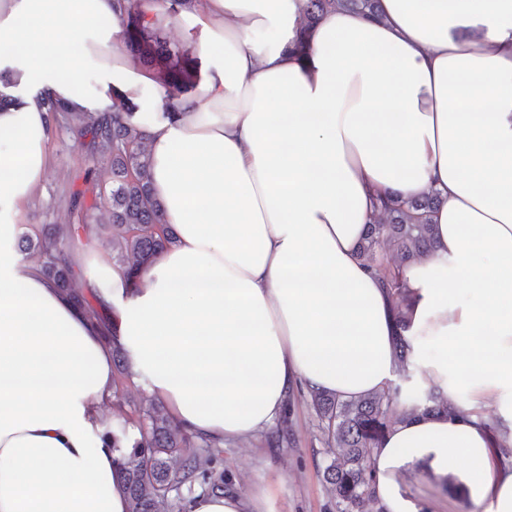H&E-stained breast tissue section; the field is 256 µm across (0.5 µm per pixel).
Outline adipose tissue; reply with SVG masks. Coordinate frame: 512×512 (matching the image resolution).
Wrapping results in <instances>:
<instances>
[{"label":"adipose tissue","instance_id":"adipose-tissue-1","mask_svg":"<svg viewBox=\"0 0 512 512\" xmlns=\"http://www.w3.org/2000/svg\"><path fill=\"white\" fill-rule=\"evenodd\" d=\"M305 4L193 0L175 16L144 0L152 25L195 31L206 60L169 114L123 50L113 0H0V65L26 89L0 108V512H128L100 413L113 344L181 427L222 446L271 427L295 388L381 391L402 334L416 375L459 411L407 417L373 449L379 507L423 512L404 484L420 469L512 512V0L339 6L303 55ZM116 94L137 106L175 240L138 281L96 261L86 285L112 341L14 237L50 163L43 98L94 112ZM429 193L436 245L404 270L400 304L359 247L378 196ZM187 512L266 500L217 492Z\"/></svg>","mask_w":512,"mask_h":512}]
</instances>
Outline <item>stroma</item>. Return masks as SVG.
<instances>
[{
	"mask_svg": "<svg viewBox=\"0 0 512 512\" xmlns=\"http://www.w3.org/2000/svg\"><path fill=\"white\" fill-rule=\"evenodd\" d=\"M49 150L52 162L42 187L24 210L23 222L32 228L69 224L59 195L62 189L82 187L84 174L93 165L86 148L71 134L53 131ZM292 403L284 422L292 434L291 445L270 446L263 432L245 442L225 445L217 466L231 476L232 491L242 496L266 490L269 512H330L322 476L325 445L317 417L306 392L295 391ZM405 484L412 497L425 504L426 512H483L443 491L440 481L430 474L408 473Z\"/></svg>",
	"mask_w": 512,
	"mask_h": 512,
	"instance_id": "35a3bbf8",
	"label": "stroma"
}]
</instances>
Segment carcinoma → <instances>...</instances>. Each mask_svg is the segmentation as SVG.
Returning <instances> with one entry per match:
<instances>
[{"mask_svg": "<svg viewBox=\"0 0 512 512\" xmlns=\"http://www.w3.org/2000/svg\"><path fill=\"white\" fill-rule=\"evenodd\" d=\"M117 5L131 61L155 69L152 77L166 89L168 105H173L174 99L196 87L200 78L197 67L155 36L153 26L145 22L141 0H117ZM338 5L359 12L375 10V0H307L304 25L316 24ZM43 106L55 125L86 140L91 156L99 155L107 162L88 169L84 189L69 193L71 224L59 231L47 226L23 231L18 234V246L44 257L45 273L81 307L89 309L108 335L107 315L91 303L96 295L88 297L71 287L73 270L66 256L83 240L117 227L120 233L112 238V247L126 258L138 280L171 245L174 233L164 224L162 204L151 188L147 165L150 145L131 121L137 106L120 98H112L111 105L97 112H70L64 102L51 98L44 100ZM439 205L436 195H424L405 206L386 203L384 217L388 223L369 225L359 257L370 266L383 268L387 285L398 297L405 293L403 268L433 249L430 216ZM380 247L396 251L399 263L382 267L377 255ZM396 349L399 378L408 379L411 343L401 336ZM310 398L327 447L340 449V456L323 466L335 512H361L362 504L376 503L370 456L399 419L416 413L446 412L451 417L457 412L432 391L418 401L392 382L378 393L354 400H340L327 392H312ZM400 405L405 410L391 415L392 408ZM106 436L112 438L117 452L119 488L128 500L129 512H186L188 498L195 491L224 490V472L212 466L218 461L216 444L197 440L156 404L137 411L131 423L113 424Z\"/></svg>", "mask_w": 512, "mask_h": 512, "instance_id": "carcinoma-1", "label": "carcinoma"}]
</instances>
